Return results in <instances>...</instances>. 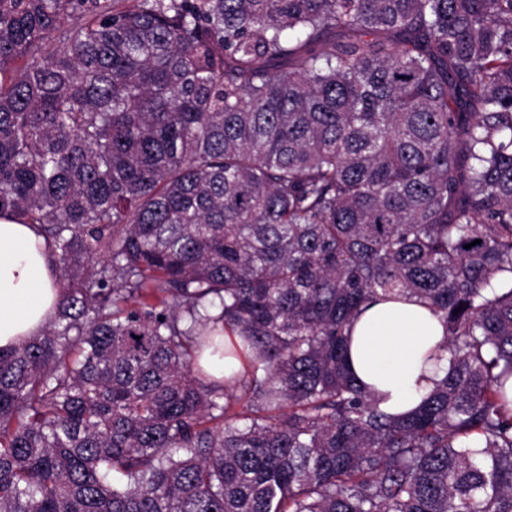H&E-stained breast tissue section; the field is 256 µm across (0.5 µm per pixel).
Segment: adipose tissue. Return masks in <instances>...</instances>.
<instances>
[{
	"instance_id": "1",
	"label": "adipose tissue",
	"mask_w": 512,
	"mask_h": 512,
	"mask_svg": "<svg viewBox=\"0 0 512 512\" xmlns=\"http://www.w3.org/2000/svg\"><path fill=\"white\" fill-rule=\"evenodd\" d=\"M57 281L51 243L36 226L0 215V350L38 335L55 318ZM444 339L439 318L417 302L371 304L352 326L351 373L377 393L381 409L408 413L444 375L432 359Z\"/></svg>"
}]
</instances>
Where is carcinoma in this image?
I'll list each match as a JSON object with an SVG mask.
<instances>
[{"instance_id": "1", "label": "carcinoma", "mask_w": 512, "mask_h": 512, "mask_svg": "<svg viewBox=\"0 0 512 512\" xmlns=\"http://www.w3.org/2000/svg\"><path fill=\"white\" fill-rule=\"evenodd\" d=\"M7 212L60 294L0 512H512V0H0ZM403 297L398 416L347 353ZM439 318L415 301H384L368 306L354 321L350 370L357 383L374 390L384 411L401 415L417 408L444 376L446 361L433 359L445 340Z\"/></svg>"}]
</instances>
